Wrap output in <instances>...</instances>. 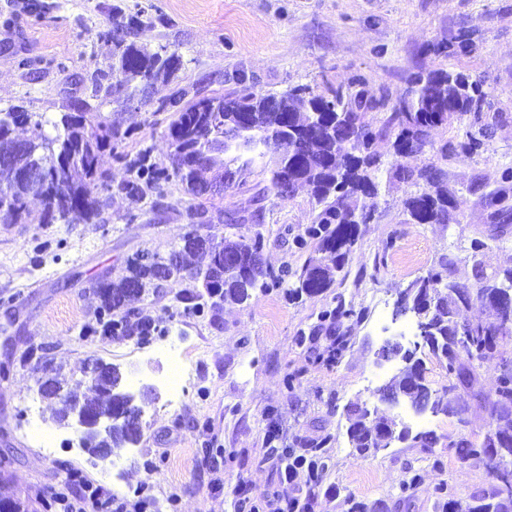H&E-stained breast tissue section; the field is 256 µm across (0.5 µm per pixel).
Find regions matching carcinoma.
<instances>
[{
  "label": "carcinoma",
  "mask_w": 512,
  "mask_h": 512,
  "mask_svg": "<svg viewBox=\"0 0 512 512\" xmlns=\"http://www.w3.org/2000/svg\"><path fill=\"white\" fill-rule=\"evenodd\" d=\"M141 11L127 18L126 34L105 32L112 41L115 63L112 72L93 71L79 78L92 96L115 103L129 100L143 92L142 82L155 84L169 81L183 66L182 56L165 48L152 51L144 45L127 40V36L153 18L142 20ZM353 80L329 95L316 94L308 87L283 92L232 91L215 99L218 111L201 107V100L189 96L178 87L159 100L156 112L171 113L163 138L168 144L169 164L148 162L145 151L131 158L118 150V141L128 136L112 127V122L97 112H64L55 123L57 135L36 143L23 139L18 129L27 125L33 113L15 108L0 113V217L6 224H25L29 216L28 201L41 200L40 222L53 224H98L112 196V171L100 165L104 152L123 165L129 177L117 185V191L134 201L148 194L158 196L164 185L178 181L193 200L208 199L215 173L224 168V139L263 136L268 143L257 145L248 153H238L237 185L254 166L268 174L262 195L281 201L284 193L300 187L309 190L314 201L311 224L296 240L299 248L313 243L319 257H310L294 272L295 294L311 295L329 288L335 274L343 271L352 247L357 241L360 217L373 214L379 195L378 174L381 155L378 143L394 138L395 160L386 170L387 178L399 180L416 188L405 201L409 224H449L455 220L450 211L452 196L448 192V173L430 162L411 167L405 158L433 147L431 130L452 120L463 121L471 113L479 114L490 93L479 80L459 72L422 71L412 79V88L399 96L385 122L378 128L367 120V114L383 106V102L358 88ZM493 125L482 124L478 133L467 130L461 150L471 152L481 138L492 133ZM512 198V170L502 174V185L486 195L490 217L501 220L507 216ZM191 225L173 252L185 257L203 253L209 256L206 269L190 268L179 262L167 270V279L175 282L190 279L202 290L191 297L194 304L185 308L199 313L205 306L216 310L226 300L247 302L251 292L284 281L286 271L274 272L267 267L263 255L268 239L260 217L240 215L228 220L214 218L201 207H189ZM227 222L237 227L251 222L245 234L217 238L212 233L214 222ZM475 284L469 286L453 278L451 264L442 262L426 275L410 282L403 291L416 316L428 329L425 347L448 372V386L438 392L429 387L420 359L407 357L400 374L387 383L389 393L402 400L418 401L431 397L441 414L460 415L455 393L468 390L483 399L489 416L485 434L486 447L466 444L457 447L463 459H496L491 470V487L463 503L453 496L443 503V512H512V426L501 422L512 418V357L505 356L504 347L512 342V314L507 309L512 301L505 298L504 286H512V266L487 275L474 269ZM160 287L154 268L135 262L130 275L118 283L99 286L101 310L107 315L143 297L152 288ZM486 298L492 312L490 321L459 320V311L472 301ZM356 311L342 299L334 308L321 313L318 328L336 337L330 360L339 361L347 349L342 326ZM155 327L149 322L134 324L128 317L112 320V333L138 336L145 340ZM498 361L500 375L493 394L483 396L478 390L479 369L487 362ZM92 380V395L85 402L92 412L101 416L124 415L130 419L142 409L127 406L119 391L123 376L118 367L97 364ZM41 395L55 401L54 417L65 421L70 414L67 401L61 399L59 383L47 379L40 384ZM347 434L352 447L361 455L375 453L386 438L388 420L367 419L364 409H347ZM140 431L118 420L105 435L83 440L87 450L106 458L114 449L138 443ZM441 441L432 430L419 432L417 447L430 455Z\"/></svg>",
  "instance_id": "cac0c4a2"
}]
</instances>
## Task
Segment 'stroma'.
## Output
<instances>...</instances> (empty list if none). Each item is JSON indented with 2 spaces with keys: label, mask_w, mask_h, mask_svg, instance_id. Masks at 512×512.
Returning <instances> with one entry per match:
<instances>
[{
  "label": "stroma",
  "mask_w": 512,
  "mask_h": 512,
  "mask_svg": "<svg viewBox=\"0 0 512 512\" xmlns=\"http://www.w3.org/2000/svg\"><path fill=\"white\" fill-rule=\"evenodd\" d=\"M43 15L27 0H0V111L33 112V139L55 134L61 113L80 107L130 131L123 149L148 148L165 162L163 132L168 113L120 107L93 97L77 78L107 68L112 46L102 34L128 15L154 7L161 23L142 29L139 43L177 51L183 59L172 86L206 97L252 88L282 92L307 85L317 93L360 80L371 95L395 99L412 75L430 67L462 72L494 96L498 122L491 139L473 153H451L448 174L459 223L411 224L404 201L410 186L382 182L374 219L360 225L343 272L330 288L295 297L292 282L255 290L248 302L218 311L185 313L190 282H169L127 307L131 319L153 322L159 332L146 342L108 335L94 325L99 283L116 281L145 253L166 255L190 224L192 203L178 183L166 184L159 207L113 194L99 224L0 223V488L24 499L30 512H48L44 493L76 478L134 498L140 485L156 502L152 512H241L244 502L275 512L297 499L308 512H347L352 501H382L383 512H439L440 487L469 500L488 489L485 463L462 460L440 442L441 464L423 461L419 449L395 442L363 457L351 448L346 409L358 403L407 423V404H379L376 389L402 366L378 362L385 342L409 345L411 319L393 320L407 285L439 263L452 264L457 280L473 283V268L492 273L512 266V238L493 242L497 224L484 197L512 168V0H45ZM465 39L469 52L454 47ZM447 52H439L442 44ZM31 66H21V59ZM266 175L253 168L243 186L216 195L210 215L260 210L269 238L266 264L273 270L301 267L310 255L296 238L310 224L314 204L301 189L289 200L260 196ZM485 241L472 252V239ZM382 264H375V256ZM344 299L357 320L345 322L349 343L341 361L326 364L333 339L317 331L318 317ZM304 345H297L298 334ZM174 346L189 363L188 390L176 408L167 405L163 382L171 371L162 346ZM104 361L119 367L123 384L141 406L137 444L99 459L72 444L74 431L57 426L40 380L57 375L65 391L81 396L88 372ZM464 414L427 415L436 434L464 433L481 441L488 416L481 397L459 391ZM55 431L46 455L28 428ZM277 445L294 454L324 442L328 470L312 487L307 470L292 482L280 479L281 461L267 451L268 428ZM421 480L407 494L399 486L410 468Z\"/></svg>",
  "instance_id": "1"
}]
</instances>
